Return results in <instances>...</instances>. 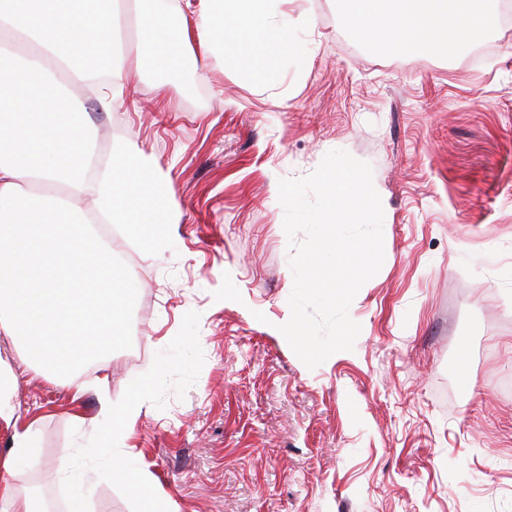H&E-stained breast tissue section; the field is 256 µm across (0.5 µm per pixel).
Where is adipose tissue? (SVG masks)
Returning a JSON list of instances; mask_svg holds the SVG:
<instances>
[{"mask_svg": "<svg viewBox=\"0 0 512 512\" xmlns=\"http://www.w3.org/2000/svg\"><path fill=\"white\" fill-rule=\"evenodd\" d=\"M284 0H198L200 37L215 56H238L243 43L256 52L249 69L255 78L269 71L273 60L283 54L288 36L278 24ZM350 29L392 46H436L453 56L467 46L489 22L486 0H345ZM139 57L169 55L176 31L163 23L161 14L147 10L140 16ZM140 407L131 402L113 406L101 403V413L111 422L112 447L107 475L129 465L123 444L128 425Z\"/></svg>", "mask_w": 512, "mask_h": 512, "instance_id": "ef3b65f1", "label": "adipose tissue"}]
</instances>
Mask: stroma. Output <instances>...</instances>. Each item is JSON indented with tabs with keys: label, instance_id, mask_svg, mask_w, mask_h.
Instances as JSON below:
<instances>
[{
	"label": "stroma",
	"instance_id": "35a3bbf8",
	"mask_svg": "<svg viewBox=\"0 0 512 512\" xmlns=\"http://www.w3.org/2000/svg\"><path fill=\"white\" fill-rule=\"evenodd\" d=\"M124 104L84 101L109 159L125 142L169 182L174 248L126 244L138 290L131 348L89 364L83 394L0 335L18 424L37 448L6 482L59 512H144L133 472L169 512H512V25L455 58L356 36L342 0H286L291 48L263 82L217 63L197 17L185 60L138 61L125 0ZM343 150L368 162L384 263L355 296L353 350L307 368L291 314L278 183ZM140 413L132 474L74 499L63 464L104 469L101 397ZM15 424V425H18ZM14 424L0 420V457Z\"/></svg>",
	"mask_w": 512,
	"mask_h": 512
}]
</instances>
